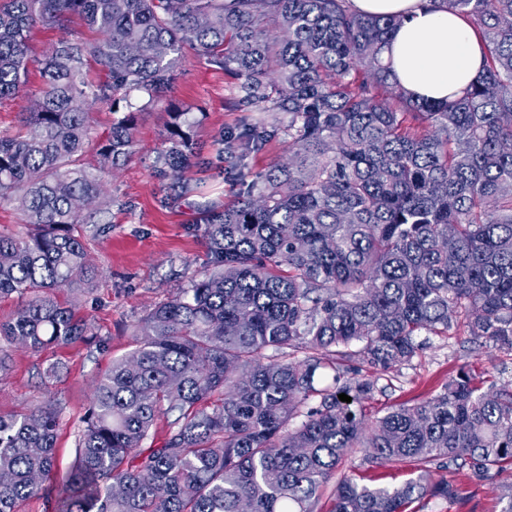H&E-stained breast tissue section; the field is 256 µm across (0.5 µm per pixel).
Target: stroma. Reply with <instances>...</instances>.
I'll return each mask as SVG.
<instances>
[{
    "label": "stroma",
    "instance_id": "1",
    "mask_svg": "<svg viewBox=\"0 0 512 512\" xmlns=\"http://www.w3.org/2000/svg\"><path fill=\"white\" fill-rule=\"evenodd\" d=\"M41 85L38 68H31L26 95L0 101V135L22 131L25 114ZM235 91L234 79L190 50L168 103L148 107L138 94H130L128 102L138 126L136 151L109 179L104 196L83 208L87 214L98 207L108 208L112 223L109 232L85 238L87 259L96 277L58 294L61 302L89 320L106 345L101 348L79 341L38 352L10 346L5 349L8 367L0 372V414L26 412L50 401L60 407L55 448L58 474H66L75 463L77 435L96 381L113 360L134 351L135 324L202 271L206 245L195 228L200 206L229 205L235 200L231 182L192 168L185 176L192 183L203 184V195L167 203L164 183L152 175V162L170 122V108L192 106L194 141L206 150L217 131L233 130L243 118L229 105ZM418 341L421 349L410 362L387 373L372 374L374 392L362 404L366 421L431 398L463 367L483 379L486 386L512 388V350L472 342L460 328L446 336L424 332ZM412 473V466L406 464L368 461L366 449L355 448L347 453L336 475L368 486L396 487ZM434 477L456 484L460 499L451 502L428 497L414 503L412 512H499L496 486L512 483V472L485 486L471 484L445 467L436 469Z\"/></svg>",
    "mask_w": 512,
    "mask_h": 512
}]
</instances>
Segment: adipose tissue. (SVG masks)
I'll list each match as a JSON object with an SVG mask.
<instances>
[{
    "label": "adipose tissue",
    "instance_id": "obj_1",
    "mask_svg": "<svg viewBox=\"0 0 512 512\" xmlns=\"http://www.w3.org/2000/svg\"><path fill=\"white\" fill-rule=\"evenodd\" d=\"M364 16L397 17L401 23L383 49L397 83L418 99L442 100L465 90L484 64L477 31L434 0H351Z\"/></svg>",
    "mask_w": 512,
    "mask_h": 512
}]
</instances>
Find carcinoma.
<instances>
[{"instance_id":"obj_1","label":"carcinoma","mask_w":512,"mask_h":512,"mask_svg":"<svg viewBox=\"0 0 512 512\" xmlns=\"http://www.w3.org/2000/svg\"><path fill=\"white\" fill-rule=\"evenodd\" d=\"M440 2L479 31L485 67L463 95L428 102L383 59L399 20L350 0H0V100L25 94L34 28L77 16L94 34L45 48L29 131L0 135V204L27 227L0 234V298L21 299L1 342L104 343L54 297L94 278L80 209L137 146L130 113L93 143L91 106L167 101L190 46L237 80L230 105L245 113L204 159L188 112H170L153 165L170 197L194 193L181 173L205 165L238 200L201 210L206 268L147 312L134 352L97 381L69 472L54 464L59 408L0 415V512L46 484L49 512H316L360 447L416 475L396 488L343 480L330 512L455 501L457 485L430 470L442 460L473 483L512 471L511 389L483 392L461 369L366 433L355 405L374 383L346 377L351 357L387 371L416 356L418 333L460 319L474 341L512 348V0ZM90 60L109 83L85 80ZM281 138L288 158L246 180L247 158ZM161 417L162 444L144 447Z\"/></svg>"}]
</instances>
